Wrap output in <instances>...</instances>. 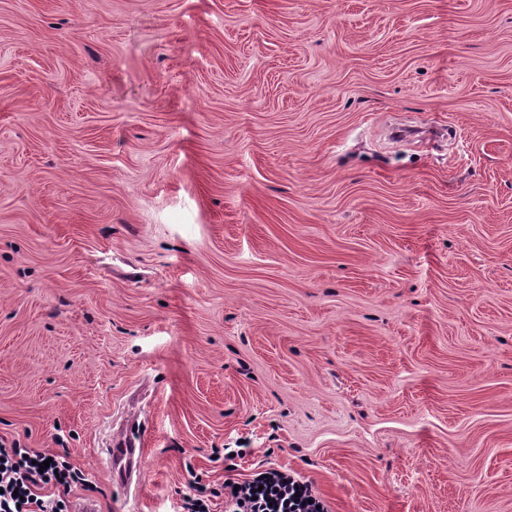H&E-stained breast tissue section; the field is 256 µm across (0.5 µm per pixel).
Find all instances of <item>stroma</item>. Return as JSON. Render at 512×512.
<instances>
[{"label":"stroma","mask_w":512,"mask_h":512,"mask_svg":"<svg viewBox=\"0 0 512 512\" xmlns=\"http://www.w3.org/2000/svg\"><path fill=\"white\" fill-rule=\"evenodd\" d=\"M129 416L126 512H512V0H0V442ZM235 485L239 486L237 493H234ZM260 485L263 488L258 491ZM296 492L300 497L295 496ZM224 495L225 512H328L312 483L290 470L267 468L258 470L246 481L225 480ZM254 496L256 500H252Z\"/></svg>","instance_id":"35a3bbf8"}]
</instances>
